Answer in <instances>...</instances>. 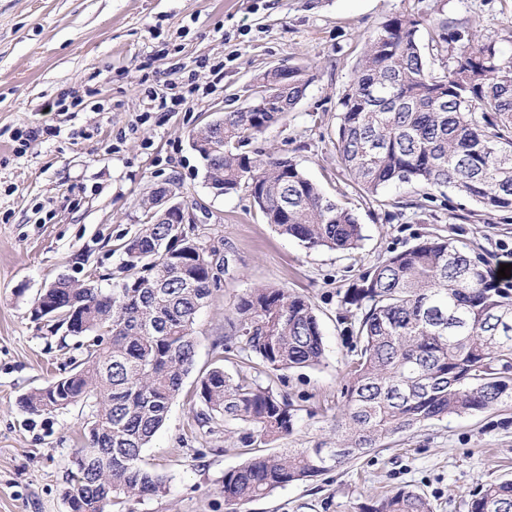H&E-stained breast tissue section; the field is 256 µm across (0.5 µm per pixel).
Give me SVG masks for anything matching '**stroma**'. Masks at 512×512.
Wrapping results in <instances>:
<instances>
[{
  "label": "stroma",
  "mask_w": 512,
  "mask_h": 512,
  "mask_svg": "<svg viewBox=\"0 0 512 512\" xmlns=\"http://www.w3.org/2000/svg\"><path fill=\"white\" fill-rule=\"evenodd\" d=\"M416 8L479 22L512 21V0H0V512H70L68 474L84 446L87 408L49 414L19 400L67 374L84 357L78 339L38 329L29 310L59 276L87 274L111 287L120 245L141 227L142 198L175 183L195 232L228 262L196 319V357L163 427L143 451L167 478L165 493L135 512H226L225 471L244 460L223 428L199 431L193 394L224 337V314L247 289L276 286L309 296L324 358L274 382L296 409L293 433L269 451L311 448L329 433L351 359L343 297L378 259L437 232L493 267L512 264V223L474 203L409 185L368 197L336 153L338 100L365 45L383 22ZM302 68L304 97L250 151L293 159L351 209L363 240L352 253L305 249L267 224L247 189L217 196L191 134L248 106L254 79ZM198 93L175 111L171 68ZM80 99L57 110L58 99ZM46 135L26 140L28 128ZM512 479V407L451 415L383 441L327 474L292 483L239 512H358L392 488L424 494L434 512H467L471 494Z\"/></svg>",
  "instance_id": "stroma-1"
}]
</instances>
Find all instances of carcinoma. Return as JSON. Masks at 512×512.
<instances>
[{
  "label": "carcinoma",
  "instance_id": "obj_1",
  "mask_svg": "<svg viewBox=\"0 0 512 512\" xmlns=\"http://www.w3.org/2000/svg\"><path fill=\"white\" fill-rule=\"evenodd\" d=\"M426 29L423 45L418 33ZM512 43L500 33L413 9L368 40L339 98L336 152L353 184L376 196L393 185L448 188L484 212L512 213ZM293 66L256 78L250 106L224 113V152L201 156L229 194L249 189L267 223L308 250L351 252L362 227L291 158L258 159L242 148L304 96ZM179 240L168 245L173 229ZM123 276L112 288L62 278L48 294L60 315L78 309L85 357L71 373L19 400L35 414L89 409L88 446L74 461L71 512L166 491L143 460L195 361L196 317L217 287L216 250L179 224H144L122 246ZM356 354L332 436L314 448H261L292 434L293 404L257 375L315 366L323 334L309 297L252 288L226 316L229 331L199 381L195 425L236 436L249 458L224 472L228 512L291 483L311 480L380 447L397 434L452 414L512 406V289L488 257L440 234L379 259L344 297ZM235 358L240 369L224 370ZM469 512H512V480L486 485ZM359 512H434L419 492L398 487Z\"/></svg>",
  "mask_w": 512,
  "mask_h": 512
}]
</instances>
